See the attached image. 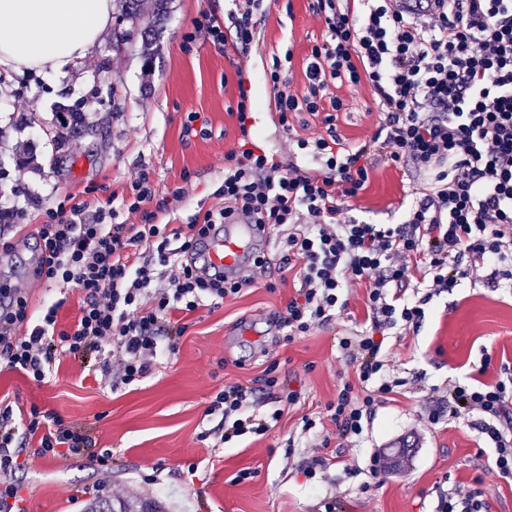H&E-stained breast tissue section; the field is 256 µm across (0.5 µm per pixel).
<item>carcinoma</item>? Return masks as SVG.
Wrapping results in <instances>:
<instances>
[{"label":"carcinoma","instance_id":"cac0c4a2","mask_svg":"<svg viewBox=\"0 0 512 512\" xmlns=\"http://www.w3.org/2000/svg\"><path fill=\"white\" fill-rule=\"evenodd\" d=\"M168 0H154L151 18L144 20L142 0H112V11L117 13L118 30L114 33L116 45H124L141 39L142 54L150 57L158 54L156 37L159 35L167 17ZM96 132L94 125L87 121L85 113L68 110L59 113L54 138L56 155L54 163L68 156V144L71 138ZM87 512H164L159 501L113 503L102 500L94 503Z\"/></svg>","mask_w":512,"mask_h":512}]
</instances>
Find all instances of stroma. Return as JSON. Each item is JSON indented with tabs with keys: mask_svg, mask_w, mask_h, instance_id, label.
I'll return each instance as SVG.
<instances>
[{
	"mask_svg": "<svg viewBox=\"0 0 512 512\" xmlns=\"http://www.w3.org/2000/svg\"><path fill=\"white\" fill-rule=\"evenodd\" d=\"M311 0H279L290 18L269 15L260 23L261 43L243 72H236L221 46L197 43L183 50V36L201 12L223 14L225 0H169L160 33V53L145 69L139 45L114 48L104 34L87 57L66 71L47 74L0 69V186L23 182L42 206L69 205L89 188L122 200L131 183L148 171L156 188L190 179L192 190L172 226L219 206L214 192L224 180V154L236 147L239 77L255 82L259 100L270 97L267 71L273 55L292 51L289 72L294 87L305 83V58L322 38L323 27L309 8ZM346 106L336 117L346 142L370 139L378 128L371 91L341 87ZM67 106L86 113L104 128L97 136L75 137L69 165L52 162L53 115ZM193 133H186L185 124ZM402 167L382 164L370 174L355 201L356 218L376 224L401 222L404 208L427 188ZM39 215L5 228V239L24 241L20 255L0 258V282L26 291L32 306L54 300L59 287L34 274L38 257ZM279 246L255 287L217 307L191 314L176 351L138 385L112 390L100 384L88 364L63 359L49 382L36 384L17 373L0 372V403L38 405L65 421L92 427L98 447L112 451V472L97 473L87 458L33 459L20 472L26 512H85L107 499L113 485L136 498H157L168 512H317L326 493L321 480L298 472L286 457L295 441L297 459H329V476L349 488L346 512H432L434 487L442 481L481 488L489 512H512V478L488 466L493 454L477 430L464 421L429 423L436 409L435 388L464 377L483 354L495 366L512 365V289L492 286L484 271H474L453 292L433 298L419 332L388 341L390 373L404 379L398 393L379 403L357 448H312L301 430L303 416L325 419L326 406L352 376L333 336L349 317L364 315V284H355L346 314L334 324L285 342L278 322L298 283L297 270L283 269ZM277 364L281 380L301 390V402L286 410L269 437L240 447L213 450L198 441L212 397L225 385L262 378ZM385 453L393 462L383 482L361 492L370 478L371 458ZM197 464V475L187 468ZM358 476H347L348 468ZM250 476L237 480L241 470Z\"/></svg>",
	"mask_w": 512,
	"mask_h": 512,
	"instance_id": "obj_1",
	"label": "stroma"
}]
</instances>
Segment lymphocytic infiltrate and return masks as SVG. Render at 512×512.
<instances>
[{"mask_svg":"<svg viewBox=\"0 0 512 512\" xmlns=\"http://www.w3.org/2000/svg\"><path fill=\"white\" fill-rule=\"evenodd\" d=\"M223 18L202 14L185 37L231 44L246 54L256 40L260 0H228ZM436 10L405 11L400 0H315L321 42L306 58L303 90L280 68L268 76L278 122L293 133L299 114L322 115L315 139L324 159L312 172L293 160L259 152L249 132L224 155L222 206L172 228L160 223L188 193L187 184L157 190L138 173L124 207L94 197L43 210L38 279L80 294L78 314L59 328L65 298L32 309L22 289L0 285V371L43 384L63 358L95 357L94 371L112 389L150 376L172 354L186 314L252 287L265 270L255 259L229 280L196 266V238L221 224H260L281 237V261L299 270V286L280 324L294 341L335 321L348 307L352 284L366 285L364 322L338 330L336 346L354 372L327 406L340 447L360 443L375 408L394 393L387 340L419 330L434 296L452 291L482 265L487 278L512 287V0H436ZM368 86L378 107L374 136L350 145L336 131L342 85ZM413 165L430 176L427 193L400 224H371L350 214L379 162ZM138 223L120 221L121 210ZM428 276L423 295L409 294L415 274ZM484 356L464 378L449 379L439 398L449 419L470 423L494 446L490 464L512 477V366L494 381ZM276 365L261 385L218 391L207 415L215 427L198 435L212 448L256 441L278 427L285 407L299 403ZM88 456L111 472V450H97L90 427L38 406L0 407V512H25L17 475L24 460ZM434 512H488L482 489L452 484L436 490Z\"/></svg>","mask_w":512,"mask_h":512,"instance_id":"1","label":"lymphocytic infiltrate"}]
</instances>
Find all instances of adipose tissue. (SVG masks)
<instances>
[{"instance_id": "adipose-tissue-1", "label": "adipose tissue", "mask_w": 512, "mask_h": 512, "mask_svg": "<svg viewBox=\"0 0 512 512\" xmlns=\"http://www.w3.org/2000/svg\"><path fill=\"white\" fill-rule=\"evenodd\" d=\"M112 21V0H0V67L61 71L91 53Z\"/></svg>"}]
</instances>
